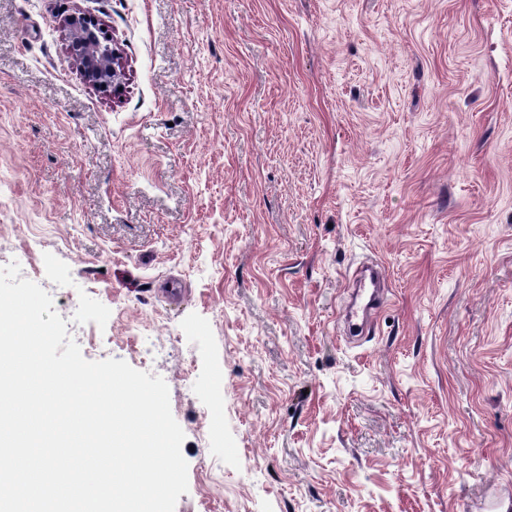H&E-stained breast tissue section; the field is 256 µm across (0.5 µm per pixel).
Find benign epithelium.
<instances>
[{"label": "benign epithelium", "mask_w": 512, "mask_h": 512, "mask_svg": "<svg viewBox=\"0 0 512 512\" xmlns=\"http://www.w3.org/2000/svg\"><path fill=\"white\" fill-rule=\"evenodd\" d=\"M67 50L83 81L97 89L112 85L121 72L119 57L100 21L77 12L62 20Z\"/></svg>", "instance_id": "benign-epithelium-1"}]
</instances>
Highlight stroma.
Masks as SVG:
<instances>
[{
  "mask_svg": "<svg viewBox=\"0 0 512 512\" xmlns=\"http://www.w3.org/2000/svg\"><path fill=\"white\" fill-rule=\"evenodd\" d=\"M13 261L86 360L167 383L175 512H475L512 485V0H0ZM67 50L83 81L97 89H107L121 72L119 57L100 21L77 12L65 17ZM381 272L378 268H374L370 271V281H360L357 289V296L363 300L362 309L358 307H352L351 310L344 309V316L348 318L350 323V330L358 332L362 327V324L353 322V318L362 319L364 316H371L378 310H381L387 304V298L384 296L383 289L380 284Z\"/></svg>",
  "mask_w": 512,
  "mask_h": 512,
  "instance_id": "obj_1",
  "label": "stroma"
}]
</instances>
